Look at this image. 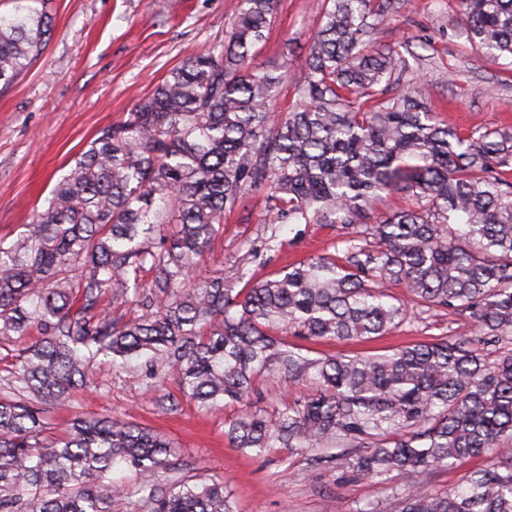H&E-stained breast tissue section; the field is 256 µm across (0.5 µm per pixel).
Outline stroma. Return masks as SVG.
<instances>
[{
    "label": "stroma",
    "instance_id": "obj_1",
    "mask_svg": "<svg viewBox=\"0 0 512 512\" xmlns=\"http://www.w3.org/2000/svg\"><path fill=\"white\" fill-rule=\"evenodd\" d=\"M52 19L53 32L43 52L7 89L0 91V239L14 238L42 208L55 183L75 157L104 127L123 119L150 94L169 71L222 41L236 0H29ZM458 0H409L399 12L384 16L378 42L392 54L425 51L428 59L404 72L402 89L417 92L437 115L462 131L512 130V79L465 55L464 39L448 28ZM321 25L318 0H277L276 18L257 60L287 73L277 104L287 111L304 77L303 62ZM262 194L247 195L224 220V234L201 273L223 277L237 286L241 270L264 276L323 252L341 240L337 224L270 225ZM273 239L264 264L251 250ZM460 316L437 311L403 322L391 333L352 343H316L291 337L310 358L329 355H375L419 341L469 334ZM94 384L76 392L69 408H49L54 430L64 429L77 413L118 414L154 429L175 442L176 475L186 480L224 478L238 512H400L399 491L413 484L442 494L479 458L452 471L430 474L392 473L386 483L354 476L324 461L320 448H272L258 455L233 447L225 421L239 413L231 405L210 411L181 401L161 407L163 392L174 382L152 386L138 364L92 367ZM311 376L296 380L274 374L256 381L254 403L276 411L284 403L311 393Z\"/></svg>",
    "mask_w": 512,
    "mask_h": 512
}]
</instances>
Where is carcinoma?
Returning <instances> with one entry per match:
<instances>
[{
	"label": "carcinoma",
	"mask_w": 512,
	"mask_h": 512,
	"mask_svg": "<svg viewBox=\"0 0 512 512\" xmlns=\"http://www.w3.org/2000/svg\"><path fill=\"white\" fill-rule=\"evenodd\" d=\"M27 2L0 15V89L52 35ZM407 2L322 0L297 103L277 115L285 75L256 52L277 0H238L224 40L99 131L26 230L0 240V336L39 334L0 376V512H116L132 494L146 512H235L222 477L164 482L177 449L159 432L111 415L50 432L47 406L91 386L100 356L143 360L201 407L240 405L224 431L236 448L342 446L339 465L379 483L495 448L452 491L405 489L401 512H512V348L485 354L512 335V132L462 136L397 91L408 64L376 48V26ZM448 26L512 66V0H460ZM253 192L275 223L340 225L341 247L245 271L237 290L198 276L224 213ZM391 193L411 205L376 216ZM395 287L466 316L473 335L320 359L281 340L383 336L409 317ZM129 307L141 314H112ZM273 370L310 373L316 390L259 409L254 381ZM117 465L139 482L112 481Z\"/></svg>",
	"instance_id": "carcinoma-1"
}]
</instances>
